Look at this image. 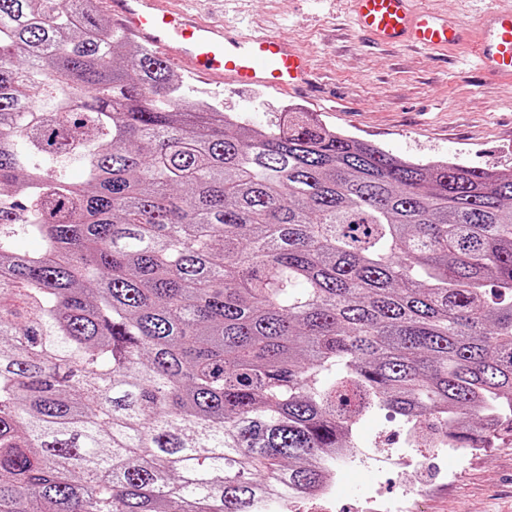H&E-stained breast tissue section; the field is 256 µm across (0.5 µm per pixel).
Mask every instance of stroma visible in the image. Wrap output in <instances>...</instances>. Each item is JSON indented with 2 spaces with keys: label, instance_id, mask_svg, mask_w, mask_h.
Returning a JSON list of instances; mask_svg holds the SVG:
<instances>
[{
  "label": "stroma",
  "instance_id": "stroma-1",
  "mask_svg": "<svg viewBox=\"0 0 512 512\" xmlns=\"http://www.w3.org/2000/svg\"><path fill=\"white\" fill-rule=\"evenodd\" d=\"M248 33H281L305 50L323 88L218 93L225 111L263 124L308 112L323 126L413 160L448 159L512 172V86L488 88L466 51L434 55L383 48L355 32L348 0H171ZM366 448L341 465L333 501L294 500L290 512H512V436L467 455L407 445L396 421L367 419ZM411 451L406 473L372 466L374 454Z\"/></svg>",
  "mask_w": 512,
  "mask_h": 512
}]
</instances>
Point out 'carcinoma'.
Masks as SVG:
<instances>
[{
  "mask_svg": "<svg viewBox=\"0 0 512 512\" xmlns=\"http://www.w3.org/2000/svg\"><path fill=\"white\" fill-rule=\"evenodd\" d=\"M98 4L0 0V512H272L369 416L512 435V174L224 113Z\"/></svg>",
  "mask_w": 512,
  "mask_h": 512,
  "instance_id": "carcinoma-1",
  "label": "carcinoma"
}]
</instances>
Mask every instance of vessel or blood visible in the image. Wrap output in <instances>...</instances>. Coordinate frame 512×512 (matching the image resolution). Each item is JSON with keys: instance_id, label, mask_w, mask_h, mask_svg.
<instances>
[{"instance_id": "b4317fda", "label": "vessel or blood", "mask_w": 512, "mask_h": 512, "mask_svg": "<svg viewBox=\"0 0 512 512\" xmlns=\"http://www.w3.org/2000/svg\"><path fill=\"white\" fill-rule=\"evenodd\" d=\"M128 36L203 79L238 91L301 90L315 73L307 55L274 34L244 35L171 8L169 0H105ZM362 35L426 51L470 47L487 85L512 82V0H489L476 29L420 6L419 0H351Z\"/></svg>"}]
</instances>
